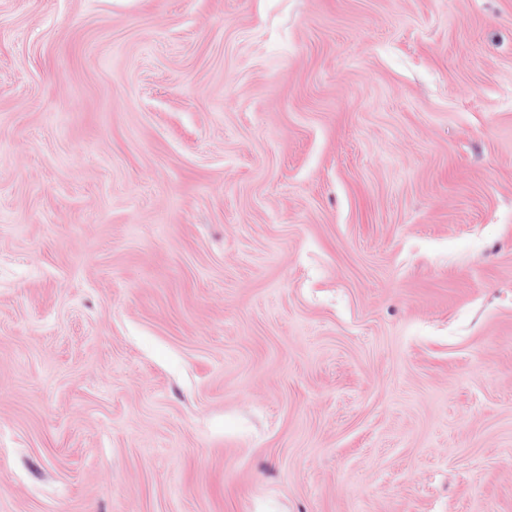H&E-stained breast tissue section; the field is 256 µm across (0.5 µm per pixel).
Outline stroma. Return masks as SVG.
Masks as SVG:
<instances>
[{
	"instance_id": "stroma-1",
	"label": "stroma",
	"mask_w": 512,
	"mask_h": 512,
	"mask_svg": "<svg viewBox=\"0 0 512 512\" xmlns=\"http://www.w3.org/2000/svg\"><path fill=\"white\" fill-rule=\"evenodd\" d=\"M0 512H512V0H0Z\"/></svg>"
}]
</instances>
